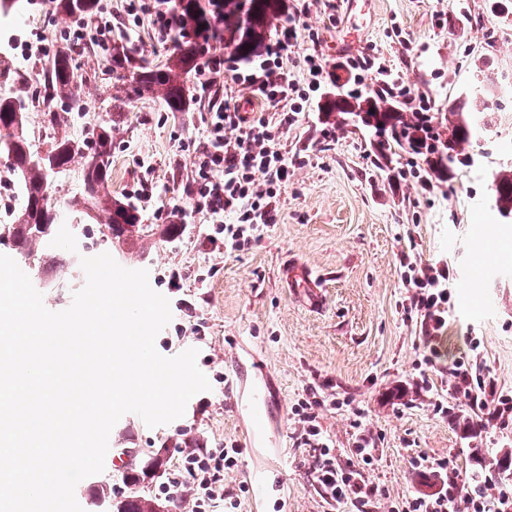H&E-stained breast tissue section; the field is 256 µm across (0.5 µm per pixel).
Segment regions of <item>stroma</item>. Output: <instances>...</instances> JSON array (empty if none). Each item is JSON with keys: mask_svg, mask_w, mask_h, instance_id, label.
<instances>
[{"mask_svg": "<svg viewBox=\"0 0 512 512\" xmlns=\"http://www.w3.org/2000/svg\"><path fill=\"white\" fill-rule=\"evenodd\" d=\"M450 9L462 22L437 26L435 14ZM303 22L319 30L330 61L379 53L429 99L433 111L447 112L464 100L471 111L495 113L497 132L466 147L471 165L457 166L449 180L433 177L432 191L423 193L412 180L394 178L411 150L377 167L379 137L362 123L337 128L335 141L325 142L321 131L327 123L315 100L299 126L281 137L288 152L307 163L282 192L276 223L249 250L214 251L211 240L223 227L198 214L176 241L146 238L145 257L115 254L122 267L147 270L151 287L170 302L172 319L156 338L158 352L171 357L198 349L197 365L211 389L195 395L184 416L167 425L151 429L139 418L123 416L110 433L109 454L164 449L166 475L177 470L185 448L243 443L224 393V376L236 354L264 362L262 380L276 406L269 440L224 473L225 489L238 494L236 512H250L247 463L268 468L272 479L283 483L288 512H338L317 489L311 449L295 439L292 408L310 386L331 401L320 425L338 458L350 455V423L355 411H363L380 439L365 477L387 493L375 512H389L392 501L428 492L411 468L417 456L452 453L459 469L471 472L476 468L471 449L512 452V424L474 435L434 413V402L449 398L447 373H432L429 386L417 388L420 325L404 314L408 293L401 280L406 263L447 262L453 278L445 356L457 354L460 337L478 338L499 387L512 391V220L493 205L494 173L512 168V98L500 89L512 80V9L500 0H344L336 20L315 4ZM76 23L45 7L33 10L21 38L38 51L25 72L17 73L14 89L31 92L26 71L41 69L49 50ZM395 26L402 38L391 37ZM72 56L82 75L76 93L86 115L70 121L68 132L81 137L91 124L111 121L113 194L124 195L144 165H151L158 186L170 193L138 201L137 207L143 223L166 224L172 198L182 193L190 172V157L178 146L200 137L203 101L170 112L159 99L129 98L100 48L76 47ZM485 62L492 64L497 85L478 94L476 69ZM99 237L96 231L83 237L75 224L64 222L45 251L96 256L102 252ZM286 262L322 275L321 310H308L281 281ZM197 322L203 335L191 331Z\"/></svg>", "mask_w": 512, "mask_h": 512, "instance_id": "35a3bbf8", "label": "stroma"}]
</instances>
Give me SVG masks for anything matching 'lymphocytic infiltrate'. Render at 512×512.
Here are the masks:
<instances>
[{
  "mask_svg": "<svg viewBox=\"0 0 512 512\" xmlns=\"http://www.w3.org/2000/svg\"><path fill=\"white\" fill-rule=\"evenodd\" d=\"M171 0H103L93 20L68 33L70 45L115 47L132 42L146 31L157 45H173L185 32ZM307 0H295L292 13L280 23L260 59L232 69L229 86L218 84L225 59L207 57L197 70V86L208 99L200 115L202 135L191 152L190 173L171 213L180 219L206 215L211 223L224 227V251L228 254L248 249L260 239L264 228L275 224L277 203L304 158L288 156L279 138L297 126L309 102L317 97L327 79L328 60L316 30H304L301 18ZM339 67L362 82L364 73H373L378 89L408 105L412 114L430 119L424 96L414 95L404 77L378 54L349 56ZM268 104L265 112L243 111L241 93ZM448 278L445 264H408L403 273L410 294L405 311L416 314L421 341L426 350L419 362V382L428 384L441 357L438 344L448 329ZM468 350L453 359L447 368L449 388L486 427H502L512 422V393L499 388L480 352V341L467 337ZM326 407L324 398L309 397L298 402L292 414L299 429L296 440L311 448L317 483L327 499L348 512H372L385 490L364 476L376 459L378 442L362 419H354L356 430L352 459L335 463L332 440L319 422ZM238 446L194 448L182 457L181 468L160 486L166 499L191 497L194 512H227L238 508L237 497L224 489L225 471L237 465ZM412 468L432 481L429 493H417L397 501L392 512H512V484L498 487L488 481H463L455 455L435 460L419 456Z\"/></svg>",
  "mask_w": 512,
  "mask_h": 512,
  "instance_id": "obj_1",
  "label": "lymphocytic infiltrate"
}]
</instances>
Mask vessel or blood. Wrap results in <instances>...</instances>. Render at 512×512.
I'll list each match as a JSON object with an SVG mask.
<instances>
[{
  "mask_svg": "<svg viewBox=\"0 0 512 512\" xmlns=\"http://www.w3.org/2000/svg\"><path fill=\"white\" fill-rule=\"evenodd\" d=\"M281 276L288 286L302 294L311 308L322 304L323 285L312 271L301 264L285 265ZM257 367L251 363L234 361L232 375L227 382V390L232 394V408L239 421L244 424V437L247 442H254L259 434L269 425L273 417V406L264 387L255 382ZM252 498L258 509L263 512L267 501V477L264 470H249Z\"/></svg>",
  "mask_w": 512,
  "mask_h": 512,
  "instance_id": "vessel-or-blood-1",
  "label": "vessel or blood"
}]
</instances>
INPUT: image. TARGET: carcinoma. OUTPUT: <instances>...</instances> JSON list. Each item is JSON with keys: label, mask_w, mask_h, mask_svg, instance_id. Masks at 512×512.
<instances>
[{"label": "carcinoma", "mask_w": 512, "mask_h": 512, "mask_svg": "<svg viewBox=\"0 0 512 512\" xmlns=\"http://www.w3.org/2000/svg\"><path fill=\"white\" fill-rule=\"evenodd\" d=\"M251 8L244 10L238 0H179L182 26L191 30L202 42L182 41L161 68L151 69L131 58L112 61V75L116 80L129 84L133 97L160 99L170 112L186 109V78L198 66V56L208 39L219 37L235 57L248 61L261 54L274 21L282 16L285 0H249ZM55 10L61 16L89 15L96 9V0H54ZM77 68L70 50H59L47 69L48 89L51 99L65 105V112L76 113L81 118L85 107L78 104L73 93ZM36 107V100L17 94L0 96V126L13 127L11 139L0 145L6 156V179L9 187H16L22 202L8 211L0 225V239L6 238L18 258H34L41 272L52 267H64L63 260L44 258L42 247L48 235L33 234V225L44 224L55 228L56 208L47 200L54 174L68 167L74 160H81L80 192L69 199L65 208L79 213L89 223L103 224L108 229L106 244H122L134 249L138 241L148 236L149 225L141 223L138 209L128 202L112 196V125L101 122L81 138L65 132L57 134L41 152L31 148L27 128L28 112ZM321 111L337 121L349 116H365L363 124L379 132H390L391 140L398 146L407 142L413 151L424 155L426 163L438 175L451 177L458 156L464 145L489 131L491 122L479 121L473 113L456 108L443 117L448 123V137L424 149V137L412 114L404 112L379 92L342 94L325 98ZM499 214L512 215V171L504 170L495 177ZM472 460L481 468L509 471V454L489 457L483 449L475 448ZM156 472L148 473L140 466L126 467L118 479L127 488L121 497L112 498V478L99 482L95 488L97 502L108 507V512H157V500L148 496L149 484Z\"/></svg>", "instance_id": "carcinoma-1"}]
</instances>
